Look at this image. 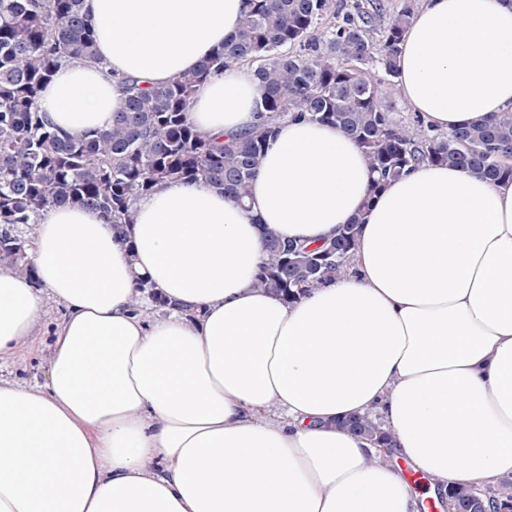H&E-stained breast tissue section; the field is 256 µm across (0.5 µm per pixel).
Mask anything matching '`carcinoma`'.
Instances as JSON below:
<instances>
[{
	"instance_id": "carcinoma-1",
	"label": "carcinoma",
	"mask_w": 512,
	"mask_h": 512,
	"mask_svg": "<svg viewBox=\"0 0 512 512\" xmlns=\"http://www.w3.org/2000/svg\"><path fill=\"white\" fill-rule=\"evenodd\" d=\"M420 0H246L235 35L195 70L161 86L122 81L123 100L103 130L60 135L38 105L41 90L65 60H91L94 27L83 0H0V262L35 279L31 253L41 212L55 206L98 211L127 241L135 200L169 183H201L249 202L266 145L290 118L336 126L361 146L371 174L367 203L385 183L428 163L512 180V110L484 123L428 134L397 122L382 105L396 86V55ZM251 67L266 94L257 123L224 138H206L187 112L211 75ZM354 216L317 245L283 241L264 231L265 257L255 287L295 302L343 274L358 249ZM152 299L162 312L179 305L140 278L132 296ZM378 448L393 438L373 412L336 421ZM451 486L449 512H512V491L467 498Z\"/></svg>"
}]
</instances>
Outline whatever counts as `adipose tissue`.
<instances>
[{
    "mask_svg": "<svg viewBox=\"0 0 512 512\" xmlns=\"http://www.w3.org/2000/svg\"><path fill=\"white\" fill-rule=\"evenodd\" d=\"M97 62L39 97L59 131L104 129L119 77L169 83L224 45L245 0H84ZM395 81L425 127L512 108V0H424ZM248 66L202 84L205 136L256 120ZM369 171L335 126L285 122L244 209L204 184L140 196L128 242L94 210L42 212L37 282L0 264V356L66 309L51 377L0 380V512H419L337 419L380 413L439 491L512 474V181L421 164L364 207ZM363 213L352 273L288 304L254 286L263 229L305 244ZM182 305L134 310L137 278ZM280 416H264L269 406Z\"/></svg>",
    "mask_w": 512,
    "mask_h": 512,
    "instance_id": "obj_1",
    "label": "adipose tissue"
}]
</instances>
